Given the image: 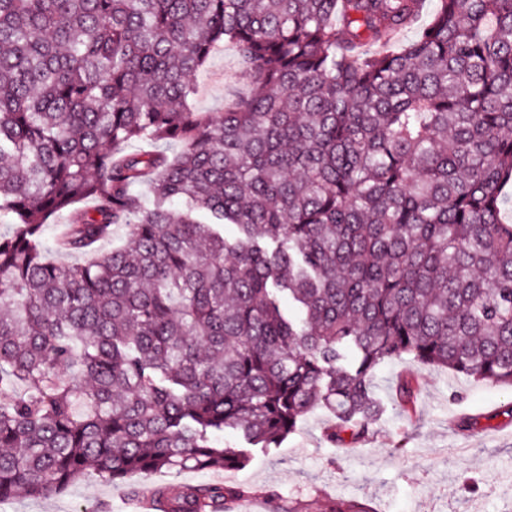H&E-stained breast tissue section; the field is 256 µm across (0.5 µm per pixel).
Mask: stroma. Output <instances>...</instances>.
Instances as JSON below:
<instances>
[{
    "mask_svg": "<svg viewBox=\"0 0 512 512\" xmlns=\"http://www.w3.org/2000/svg\"><path fill=\"white\" fill-rule=\"evenodd\" d=\"M194 106L220 112L224 101L250 86L232 43L217 47L196 75ZM412 378L416 400L404 416L392 399L398 379ZM374 391L386 410L369 438L344 452L324 437L329 412L304 416L279 447L257 449L242 469L129 475L112 485L90 475L67 492L21 498L0 512H130L126 488L159 484L185 488L200 482L239 487L234 512H253L267 495L302 512H325L331 501L355 502L365 512H512V390L438 367L397 359L380 366ZM474 421L466 432L458 418Z\"/></svg>",
    "mask_w": 512,
    "mask_h": 512,
    "instance_id": "obj_1",
    "label": "stroma"
}]
</instances>
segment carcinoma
<instances>
[{
    "label": "carcinoma",
    "instance_id": "carcinoma-1",
    "mask_svg": "<svg viewBox=\"0 0 512 512\" xmlns=\"http://www.w3.org/2000/svg\"><path fill=\"white\" fill-rule=\"evenodd\" d=\"M423 6L0 0V504L238 470L226 432L276 448L320 408L351 449L395 358L512 387V0H436L389 50ZM226 40L251 92L197 112Z\"/></svg>",
    "mask_w": 512,
    "mask_h": 512
}]
</instances>
